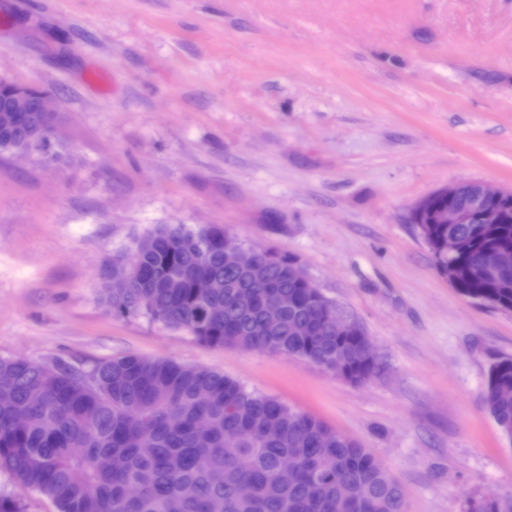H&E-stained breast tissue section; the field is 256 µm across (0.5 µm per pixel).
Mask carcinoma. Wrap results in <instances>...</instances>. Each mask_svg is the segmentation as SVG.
<instances>
[{
	"instance_id": "1",
	"label": "carcinoma",
	"mask_w": 512,
	"mask_h": 512,
	"mask_svg": "<svg viewBox=\"0 0 512 512\" xmlns=\"http://www.w3.org/2000/svg\"><path fill=\"white\" fill-rule=\"evenodd\" d=\"M28 144L51 152L52 115L0 121V152ZM500 213L490 235L478 224H434L428 214L417 229L437 269L446 275L454 266L462 296L511 311L512 198ZM450 233L467 245L452 261ZM491 253L509 259L488 278ZM112 262L129 271L128 281L102 289L114 316L143 315L209 345L342 364L341 378L355 384L383 369L364 357L368 336L358 325L340 335L327 323L334 306L292 271L293 258L259 255L242 270L224 258L218 227L160 224ZM198 277L210 279L204 293L193 288ZM273 298L282 311L269 320ZM1 375L10 385L0 399V471L58 512H404L399 483L357 442L217 370L138 355L89 369L63 358L14 357L0 358ZM482 396L512 442V357L491 362ZM285 464L298 470L291 485L277 479ZM469 512H512V491L473 500Z\"/></svg>"
}]
</instances>
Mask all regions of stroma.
<instances>
[{"instance_id": "35a3bbf8", "label": "stroma", "mask_w": 512, "mask_h": 512, "mask_svg": "<svg viewBox=\"0 0 512 512\" xmlns=\"http://www.w3.org/2000/svg\"><path fill=\"white\" fill-rule=\"evenodd\" d=\"M0 79L50 95L59 153H0V358L222 371L368 448L406 512L512 491L481 401L512 312L408 221L444 186L512 189V0H0ZM159 224L294 256L383 371L112 316L102 263Z\"/></svg>"}]
</instances>
